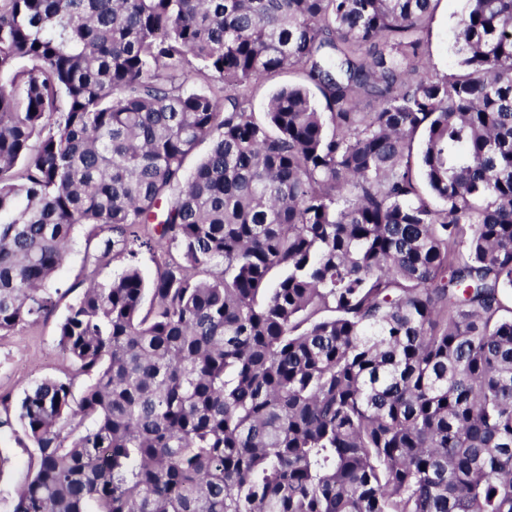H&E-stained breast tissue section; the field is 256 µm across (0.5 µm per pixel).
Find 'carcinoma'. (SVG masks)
I'll return each mask as SVG.
<instances>
[{
  "instance_id": "cac0c4a2",
  "label": "carcinoma",
  "mask_w": 512,
  "mask_h": 512,
  "mask_svg": "<svg viewBox=\"0 0 512 512\" xmlns=\"http://www.w3.org/2000/svg\"><path fill=\"white\" fill-rule=\"evenodd\" d=\"M437 2L0 0V333L95 229L8 512H512V0ZM463 3L462 0H441L429 24L427 34H424L429 52L425 59L433 72L450 74L456 68L454 34ZM298 75L293 71H285L277 74L256 87H250L247 91L250 105L255 115L260 118L266 112V104L270 95L278 87L288 82H296Z\"/></svg>"
}]
</instances>
